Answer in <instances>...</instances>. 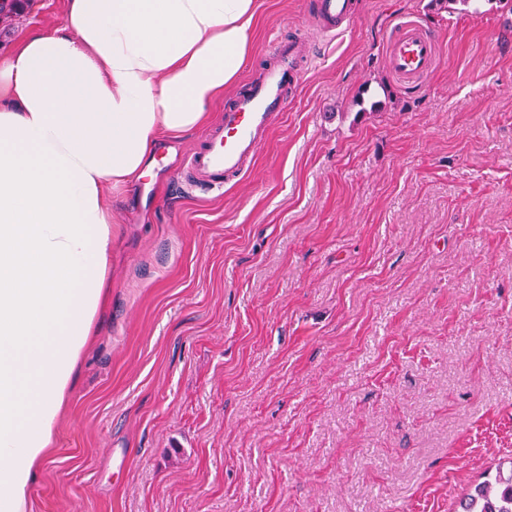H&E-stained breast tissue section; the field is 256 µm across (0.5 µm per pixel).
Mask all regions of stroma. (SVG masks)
Segmentation results:
<instances>
[{
  "label": "stroma",
  "mask_w": 512,
  "mask_h": 512,
  "mask_svg": "<svg viewBox=\"0 0 512 512\" xmlns=\"http://www.w3.org/2000/svg\"><path fill=\"white\" fill-rule=\"evenodd\" d=\"M359 2L327 36L261 0L242 78L294 27L311 62L223 195L103 188L111 293L29 512H459L512 468V0ZM398 15L440 40L413 91ZM439 40L415 17H404L388 33L385 62L389 72L406 88L421 87L439 61Z\"/></svg>",
  "instance_id": "35a3bbf8"
}]
</instances>
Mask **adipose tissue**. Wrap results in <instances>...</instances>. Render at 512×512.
Wrapping results in <instances>:
<instances>
[{"label": "adipose tissue", "instance_id": "ef3b65f1", "mask_svg": "<svg viewBox=\"0 0 512 512\" xmlns=\"http://www.w3.org/2000/svg\"><path fill=\"white\" fill-rule=\"evenodd\" d=\"M257 0H66L0 57V512H27L106 299L101 190L211 119Z\"/></svg>", "mask_w": 512, "mask_h": 512}]
</instances>
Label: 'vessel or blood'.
I'll use <instances>...</instances> for the list:
<instances>
[{"label": "vessel or blood", "mask_w": 512, "mask_h": 512, "mask_svg": "<svg viewBox=\"0 0 512 512\" xmlns=\"http://www.w3.org/2000/svg\"><path fill=\"white\" fill-rule=\"evenodd\" d=\"M356 0H313L312 14L326 34L351 21ZM439 40L417 18L405 17L390 30L385 46L389 72L407 88L421 87L439 61ZM272 63L256 79L244 82L224 104L221 121L204 136L176 170L178 188L209 194L224 191L227 178L243 174L277 115L304 80L307 40L301 30L278 35L270 48Z\"/></svg>", "instance_id": "obj_1"}]
</instances>
